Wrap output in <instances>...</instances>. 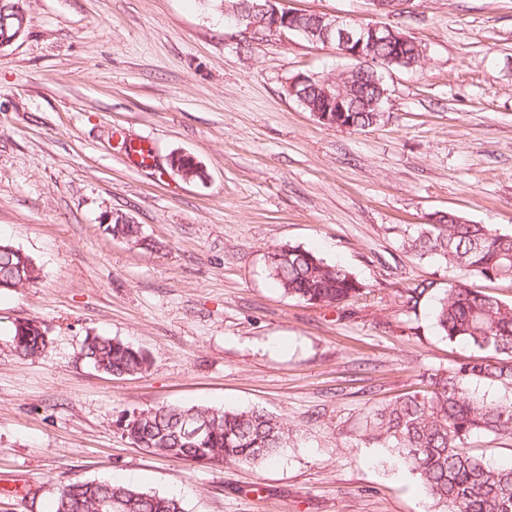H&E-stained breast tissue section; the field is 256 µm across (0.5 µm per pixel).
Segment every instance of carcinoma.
Wrapping results in <instances>:
<instances>
[{"label": "carcinoma", "mask_w": 512, "mask_h": 512, "mask_svg": "<svg viewBox=\"0 0 512 512\" xmlns=\"http://www.w3.org/2000/svg\"><path fill=\"white\" fill-rule=\"evenodd\" d=\"M411 61L416 46L381 43L373 55L396 51ZM353 129L377 122L375 90L351 88ZM112 237L142 248L156 243L143 236L138 224H109ZM412 256L435 258L471 277L512 281V233L490 224H473L450 211L435 224H420L404 242ZM270 275L288 296L309 304L338 305L365 294V286L343 265L326 262L316 252L286 244L268 254ZM40 268L30 256L0 239V288L37 283ZM434 318L441 336L469 345L480 355L447 370L427 375L425 388L406 394L376 413L369 438L387 448L397 463L415 473L440 512H512V465L496 467L467 450L477 434L512 437V401H485L470 391L479 382L512 385V304L475 290L459 280L445 290ZM21 357L41 354L48 327L27 320V329L13 330ZM88 363L112 376H132L148 369L140 349L106 336L86 338ZM192 415L207 425L188 440L183 418ZM122 434L148 453L206 462L263 465L274 462L288 447L289 428L279 417L259 408L229 409L201 405L157 406L132 414L120 425ZM55 512H185L174 495L148 493L133 484L75 481L56 500Z\"/></svg>", "instance_id": "obj_1"}]
</instances>
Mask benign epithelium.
<instances>
[{
    "mask_svg": "<svg viewBox=\"0 0 512 512\" xmlns=\"http://www.w3.org/2000/svg\"><path fill=\"white\" fill-rule=\"evenodd\" d=\"M283 0H256L246 11L240 7L225 9V13L235 19V23L252 31L263 26L270 32L284 30L305 32L314 42L326 46L334 43L341 48L340 56L352 61V67L343 75L330 79H321L322 96L310 106L311 114L322 124L348 129L352 121L347 119L351 111L349 96L345 92L343 79L354 76L370 79L371 84L379 87L382 77L371 61V47L396 36L393 26L382 22L357 23L345 16L318 13H301L285 7H278ZM376 11L398 14L409 0H370ZM12 35L0 36V50L12 45L22 37L29 27L28 14L12 9Z\"/></svg>",
    "mask_w": 512,
    "mask_h": 512,
    "instance_id": "benign-epithelium-1",
    "label": "benign epithelium"
}]
</instances>
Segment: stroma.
<instances>
[{
  "label": "stroma",
  "instance_id": "obj_1",
  "mask_svg": "<svg viewBox=\"0 0 512 512\" xmlns=\"http://www.w3.org/2000/svg\"><path fill=\"white\" fill-rule=\"evenodd\" d=\"M0 51V230L41 270L0 291V512H52L76 480L132 476L185 512H437L365 437L374 410L468 359L432 311L459 269L415 259L413 229L455 211L512 231V0H408L387 17L424 59L390 69L384 117L341 130L289 78L346 60L289 31L254 33L203 0H23ZM154 146L152 166L130 147ZM187 153L205 172L170 166ZM121 212L159 249L109 235ZM291 243L345 265L366 294L312 305L275 288ZM416 306L401 297L416 285ZM49 328L17 357V322ZM145 351L97 371L85 339ZM262 408L290 429L273 464L170 460L117 422L161 405ZM10 19L12 20V35L0 36V51L22 37L29 27L28 14L18 6L12 9ZM83 355L94 368L112 376L140 374L149 366L142 350L106 336L87 337Z\"/></svg>",
  "mask_w": 512,
  "mask_h": 512
}]
</instances>
